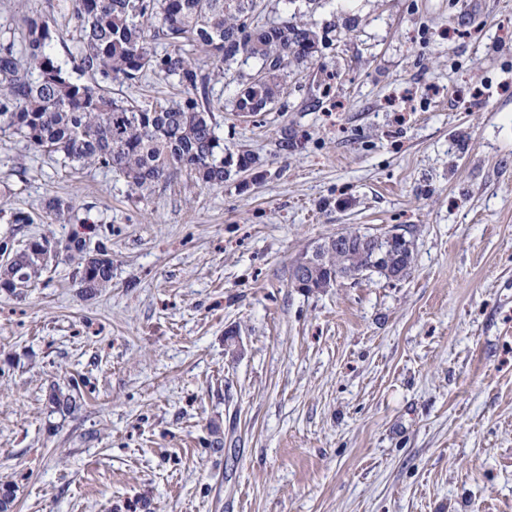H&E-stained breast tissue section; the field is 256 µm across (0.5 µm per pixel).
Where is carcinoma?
<instances>
[{"label": "carcinoma", "instance_id": "carcinoma-1", "mask_svg": "<svg viewBox=\"0 0 512 512\" xmlns=\"http://www.w3.org/2000/svg\"><path fill=\"white\" fill-rule=\"evenodd\" d=\"M253 9L254 0H72L79 32L72 68L53 54L52 31L43 19L27 25L26 74L15 42L0 40V119L29 149L73 169L97 166L114 172L141 198L182 170L206 186H221L232 168L250 169L256 158L224 156L209 98L212 78L240 59L256 60L259 69L241 84L235 108L250 116L268 112L284 94L282 72L311 56L318 39L312 28L286 19L254 26L248 35L243 28ZM151 39L166 41L168 50L151 51ZM200 54L211 60L212 71L199 65ZM147 71L177 82L182 100L144 107L112 96L107 82L137 81ZM46 208L52 220L71 221V203L52 198ZM347 234L348 241H325L317 259L316 289L368 265L370 243L357 231ZM52 253L77 264L78 284L85 292L110 286L112 260L103 251L90 254L75 232L63 242L44 235L15 252L0 267V291L18 296L32 287L50 266L46 256ZM48 402L54 412L78 406L72 390L55 389Z\"/></svg>", "mask_w": 512, "mask_h": 512}]
</instances>
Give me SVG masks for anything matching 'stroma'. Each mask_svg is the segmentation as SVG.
Returning a JSON list of instances; mask_svg holds the SVG:
<instances>
[{
    "mask_svg": "<svg viewBox=\"0 0 512 512\" xmlns=\"http://www.w3.org/2000/svg\"><path fill=\"white\" fill-rule=\"evenodd\" d=\"M255 2L319 34L273 111L234 107L257 61L210 85L225 153L258 169L140 200L0 132V265L75 229L112 259L92 296L64 259L0 296L13 512H512V0ZM36 17L70 61L69 0H0V37ZM111 90L181 98L152 74ZM52 197L79 227L40 222ZM395 226L402 280L292 287L316 242ZM55 384L80 409L52 411Z\"/></svg>",
    "mask_w": 512,
    "mask_h": 512,
    "instance_id": "35a3bbf8",
    "label": "stroma"
}]
</instances>
